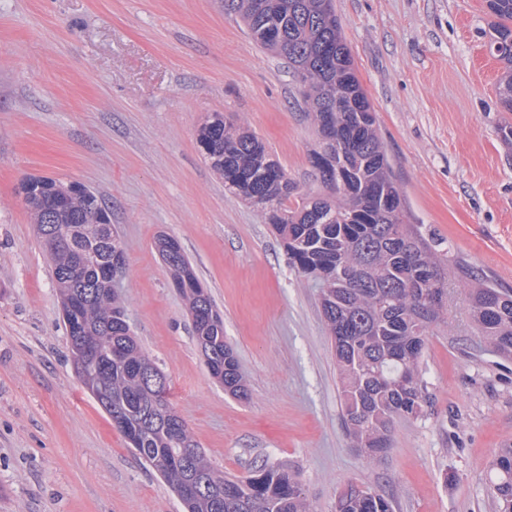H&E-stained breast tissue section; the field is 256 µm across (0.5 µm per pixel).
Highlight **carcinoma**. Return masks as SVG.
<instances>
[{
    "instance_id": "cac0c4a2",
    "label": "carcinoma",
    "mask_w": 512,
    "mask_h": 512,
    "mask_svg": "<svg viewBox=\"0 0 512 512\" xmlns=\"http://www.w3.org/2000/svg\"><path fill=\"white\" fill-rule=\"evenodd\" d=\"M489 51L502 64L501 108L512 112V0H487ZM263 49L288 62L319 138L310 155L326 194L303 195L259 137L227 115H212L198 143L224 188L263 213L283 242L289 264L321 282L320 304L334 345L342 416L353 447L373 459L389 446L394 421L417 417L429 403L420 360L429 330L447 322L449 273L434 248L409 224L406 201L357 77L333 0H224ZM39 192L23 196L36 224L62 303L77 376L131 447L181 497L185 512H314L300 474L260 465L245 477L215 470L175 412L170 382L149 383L150 359L130 331L121 296L110 294L105 267L118 234L99 196L71 210L48 211L69 184L32 176ZM156 249L192 316L210 374L236 399L247 396L224 315L202 287L173 237ZM468 312L480 341L512 359V293L469 275ZM491 493L497 512H512V446L499 449ZM199 493L186 496L189 481ZM336 512H393L380 494L350 484Z\"/></svg>"
}]
</instances>
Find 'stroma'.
Wrapping results in <instances>:
<instances>
[{
    "label": "stroma",
    "mask_w": 512,
    "mask_h": 512,
    "mask_svg": "<svg viewBox=\"0 0 512 512\" xmlns=\"http://www.w3.org/2000/svg\"><path fill=\"white\" fill-rule=\"evenodd\" d=\"M413 224L451 276L448 322L420 368L430 401L387 452L347 438L313 278L261 212L224 189L198 130L233 116L300 193L322 187L299 86L222 0H0V512H183L78 380L61 302L19 187L83 184L127 253L117 284L144 353L208 461L288 464L315 512L350 483L395 512H495L491 463L512 446V362L473 346L466 266L512 290V112L485 0H334ZM176 238L224 314L248 397L210 375L155 248Z\"/></svg>",
    "instance_id": "35a3bbf8"
}]
</instances>
